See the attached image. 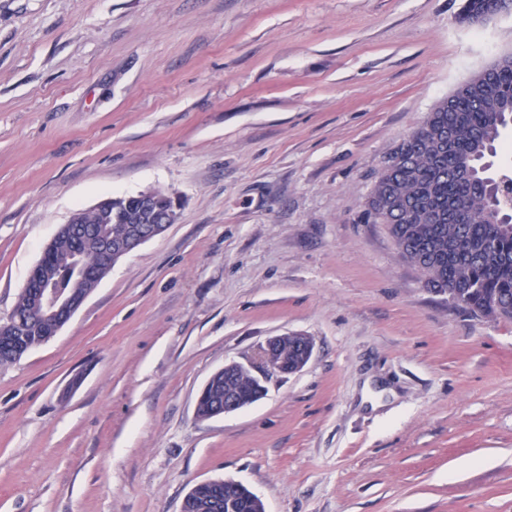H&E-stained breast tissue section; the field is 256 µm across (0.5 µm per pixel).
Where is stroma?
Segmentation results:
<instances>
[{"mask_svg":"<svg viewBox=\"0 0 512 512\" xmlns=\"http://www.w3.org/2000/svg\"><path fill=\"white\" fill-rule=\"evenodd\" d=\"M461 0H0V319L78 210L182 208L0 367V512H512V319L423 286L366 214L385 158L512 53ZM314 354L211 420L272 336ZM198 485L204 486L195 490V495L192 496V502L189 504L190 512H224L225 508L228 512H232L238 506V502L234 499L236 496H241L247 498L249 502L257 503L261 509L258 512H265L262 501L246 486L237 481L223 479L204 481L194 485L184 498L181 512H188L184 511L186 500ZM220 490L224 491V496ZM227 494L230 497L225 500Z\"/></svg>","mask_w":512,"mask_h":512,"instance_id":"stroma-1","label":"stroma"}]
</instances>
